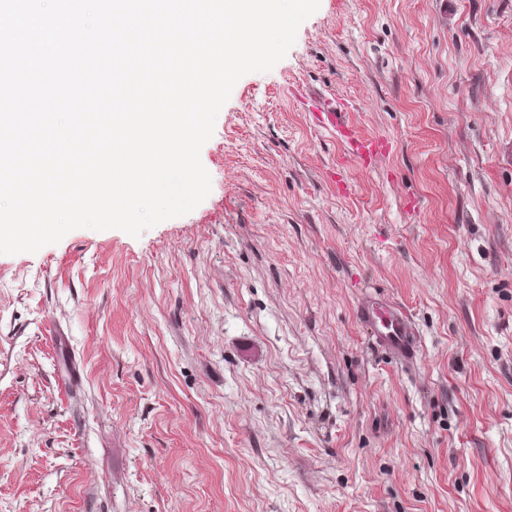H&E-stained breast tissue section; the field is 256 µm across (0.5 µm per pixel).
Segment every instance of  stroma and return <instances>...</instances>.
Instances as JSON below:
<instances>
[{
  "mask_svg": "<svg viewBox=\"0 0 512 512\" xmlns=\"http://www.w3.org/2000/svg\"><path fill=\"white\" fill-rule=\"evenodd\" d=\"M200 159L188 214L0 254V512H512V0H320ZM313 124L319 130L336 134L343 143L350 159L370 165L387 149L385 140L357 135L347 120V112L336 110L329 105L315 107L311 112ZM356 317L386 352L405 361L416 358L418 344L410 313L399 303L386 300L374 290L356 304Z\"/></svg>",
  "mask_w": 512,
  "mask_h": 512,
  "instance_id": "obj_1",
  "label": "stroma"
}]
</instances>
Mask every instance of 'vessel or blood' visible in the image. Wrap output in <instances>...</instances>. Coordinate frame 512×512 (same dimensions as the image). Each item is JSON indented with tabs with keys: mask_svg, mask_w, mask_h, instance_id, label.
Here are the masks:
<instances>
[{
	"mask_svg": "<svg viewBox=\"0 0 512 512\" xmlns=\"http://www.w3.org/2000/svg\"><path fill=\"white\" fill-rule=\"evenodd\" d=\"M311 117L316 128L337 136L350 159L368 165L387 148L383 139L357 135L346 113L336 108L317 107L312 110ZM356 317L386 352L406 361L416 358L418 344L411 315L404 306L382 298L378 292H367L356 304Z\"/></svg>",
	"mask_w": 512,
	"mask_h": 512,
	"instance_id": "1",
	"label": "vessel or blood"
}]
</instances>
